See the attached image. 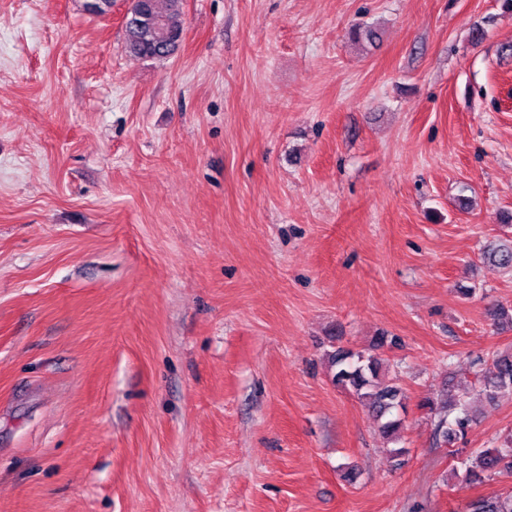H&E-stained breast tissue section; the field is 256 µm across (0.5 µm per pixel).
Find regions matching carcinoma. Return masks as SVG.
<instances>
[{
  "mask_svg": "<svg viewBox=\"0 0 512 512\" xmlns=\"http://www.w3.org/2000/svg\"><path fill=\"white\" fill-rule=\"evenodd\" d=\"M182 0H144L123 26L128 52L138 58L165 60L177 49L183 33ZM484 262L494 268L512 271V241L507 239L487 246ZM337 386L351 391L383 419L380 430L393 437L403 426L394 410L403 407L400 386L386 377L384 359L379 354H354L337 349L331 355ZM482 394L489 402L504 395L512 396V353H499L490 366L479 375ZM421 407L437 417L436 434L445 445L464 438L473 417L464 405L456 402L437 403L428 398ZM466 477L481 481L484 475L506 469L512 472V434L494 447L476 452L465 461ZM471 512H512V494L498 495L471 504Z\"/></svg>",
  "mask_w": 512,
  "mask_h": 512,
  "instance_id": "obj_1",
  "label": "carcinoma"
}]
</instances>
